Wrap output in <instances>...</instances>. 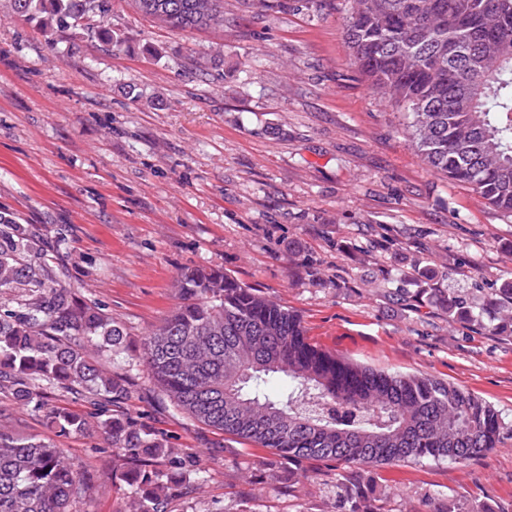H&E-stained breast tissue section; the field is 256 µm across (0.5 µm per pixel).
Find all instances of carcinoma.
I'll use <instances>...</instances> for the list:
<instances>
[{
	"instance_id": "1",
	"label": "carcinoma",
	"mask_w": 512,
	"mask_h": 512,
	"mask_svg": "<svg viewBox=\"0 0 512 512\" xmlns=\"http://www.w3.org/2000/svg\"><path fill=\"white\" fill-rule=\"evenodd\" d=\"M46 31L89 32L108 0H11ZM175 30L224 26V0H132ZM352 65L370 89L408 113L421 161L512 214V0H352ZM55 248L0 212V397L45 411L57 436L94 427L112 449V481L132 489V512H169L200 460L122 412L129 379L87 354L124 348L125 328L61 286ZM181 302L141 343L140 361L169 404L224 436L298 466L333 461L363 470L422 460L467 463L496 448L505 423L486 401L444 380L362 366L312 343L300 316L221 268H191ZM497 306L450 293L448 320L512 333V287ZM98 408L89 421L51 408L56 392ZM351 512H381L369 485L339 483ZM92 479L59 448L0 430V512H71Z\"/></svg>"
}]
</instances>
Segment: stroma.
<instances>
[{
    "mask_svg": "<svg viewBox=\"0 0 512 512\" xmlns=\"http://www.w3.org/2000/svg\"><path fill=\"white\" fill-rule=\"evenodd\" d=\"M121 46L48 37L0 0V210L68 239L67 286L128 333L90 347L133 385L130 416L202 461L171 512H346L337 470L278 483L268 450L224 440L163 402L135 353L178 303L183 269L219 267L295 310L312 342L356 363L429 375L491 404L497 448L351 472L384 512H512V335L449 323V289L475 301L512 282V217L427 167L404 112L350 64L348 0H224V25L176 33L110 0ZM421 273L401 283L413 260ZM402 288L406 298L389 292ZM0 426L56 441L93 477L99 433L56 439L43 413L0 398Z\"/></svg>",
    "mask_w": 512,
    "mask_h": 512,
    "instance_id": "stroma-1",
    "label": "stroma"
}]
</instances>
